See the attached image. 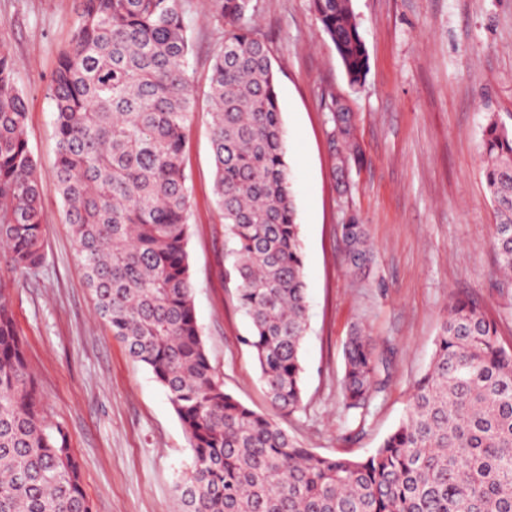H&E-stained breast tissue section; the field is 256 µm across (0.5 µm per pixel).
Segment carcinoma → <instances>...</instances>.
Returning a JSON list of instances; mask_svg holds the SVG:
<instances>
[{
	"mask_svg": "<svg viewBox=\"0 0 512 512\" xmlns=\"http://www.w3.org/2000/svg\"><path fill=\"white\" fill-rule=\"evenodd\" d=\"M224 28L207 96L214 196L224 213L225 276L236 284L272 406L303 408L307 331L304 256L273 57L250 26L252 0H208ZM350 84L368 55L350 0H314ZM183 0H81L56 60L54 186L97 314L147 367L188 436L178 485L183 512H512V348L477 302L450 306L405 417L363 460L303 448L276 420L215 376L197 322L188 240L185 130L195 108ZM0 37V247L28 273L43 253V182L27 138V106ZM333 136L358 155L352 115L328 105ZM485 178L498 222L491 247L512 288V128L483 132ZM350 268L372 261L366 225H342ZM370 338L344 350V410L385 390ZM0 512H92L67 434L42 415L6 285L0 282Z\"/></svg>",
	"mask_w": 512,
	"mask_h": 512,
	"instance_id": "obj_1",
	"label": "carcinoma"
}]
</instances>
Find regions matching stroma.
Listing matches in <instances>:
<instances>
[{
	"label": "stroma",
	"mask_w": 512,
	"mask_h": 512,
	"mask_svg": "<svg viewBox=\"0 0 512 512\" xmlns=\"http://www.w3.org/2000/svg\"><path fill=\"white\" fill-rule=\"evenodd\" d=\"M78 0H0V37L27 103L29 145L44 183V261L12 273L10 304L44 416L68 433L93 512H178L176 485L192 457L164 389L96 315L64 207L53 186L52 73L75 29ZM254 26L271 49L301 226L308 300L303 408L281 423L302 447L363 459L404 417L411 384L427 369L456 296L478 300L512 346V298L494 286V211L483 176L489 116L512 126V0H351L368 52L350 86L312 0H253ZM197 99L185 131L193 206L188 252L194 306L209 362L226 392L272 413L249 323L224 278V216L215 204L208 77L224 33L207 0H184ZM344 101L360 146L348 193L333 173L340 142L326 104ZM368 228V276L345 261L341 226ZM364 329L389 381L367 416L345 412L343 346Z\"/></svg>",
	"instance_id": "stroma-1"
}]
</instances>
